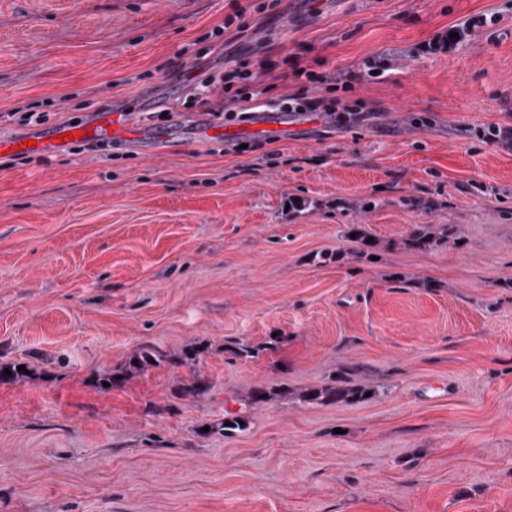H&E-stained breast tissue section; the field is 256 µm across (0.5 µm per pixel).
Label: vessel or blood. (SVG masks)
<instances>
[{
    "label": "vessel or blood",
    "mask_w": 512,
    "mask_h": 512,
    "mask_svg": "<svg viewBox=\"0 0 512 512\" xmlns=\"http://www.w3.org/2000/svg\"><path fill=\"white\" fill-rule=\"evenodd\" d=\"M328 115L312 117L303 112H289L283 109L262 110L250 113L248 119L235 125L221 126L206 117H198L194 122V131L198 139L208 140L216 136L224 137L228 142H240L247 139L276 140L287 138L289 134L300 133L318 128L327 123ZM73 134L75 140L98 138L112 142L135 143L142 136L128 113L108 112L96 123L90 125L65 126L61 130L35 136L34 140L1 139L0 153L15 154L23 152L31 155L51 154L59 150L58 139L63 134Z\"/></svg>",
    "instance_id": "1"
}]
</instances>
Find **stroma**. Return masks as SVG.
Returning <instances> with one entry per match:
<instances>
[{
	"mask_svg": "<svg viewBox=\"0 0 512 512\" xmlns=\"http://www.w3.org/2000/svg\"><path fill=\"white\" fill-rule=\"evenodd\" d=\"M263 56L251 109L353 118L0 154V512H512V0H0V137L186 126L196 74ZM346 372L374 397L304 401ZM294 100H296L295 97L284 95L280 102L285 103L283 107H288L289 111L295 112L283 109L250 112L246 121L235 125H218L204 116H199L194 122L195 135L201 140L216 136L224 137V142H240L247 139L276 140L288 138L291 133L317 129L333 120L331 116L325 114L317 117L306 114V112H334L329 106L320 109L319 100L303 104L296 103L293 106L290 101ZM452 235L453 231L447 225L438 228L430 224L418 225L402 240V245L408 250L424 251L433 245L447 242Z\"/></svg>",
	"mask_w": 512,
	"mask_h": 512,
	"instance_id": "35a3bbf8",
	"label": "stroma"
}]
</instances>
